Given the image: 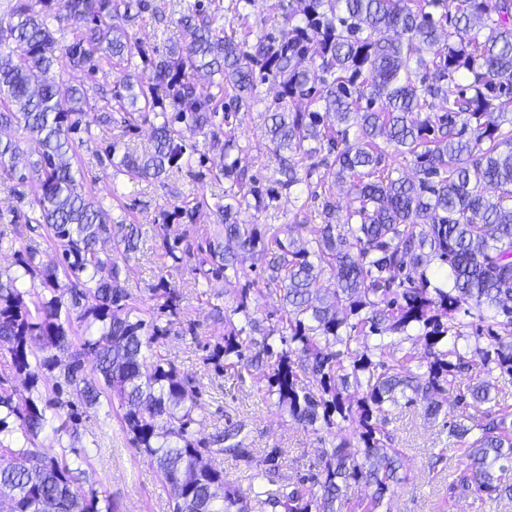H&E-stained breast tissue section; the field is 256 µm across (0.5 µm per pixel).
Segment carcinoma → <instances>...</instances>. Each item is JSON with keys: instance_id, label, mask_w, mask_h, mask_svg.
<instances>
[{"instance_id": "obj_1", "label": "carcinoma", "mask_w": 512, "mask_h": 512, "mask_svg": "<svg viewBox=\"0 0 512 512\" xmlns=\"http://www.w3.org/2000/svg\"><path fill=\"white\" fill-rule=\"evenodd\" d=\"M212 2L188 3L177 19L183 40L163 51L130 32L142 14H163L152 0H14L0 19V131H10L0 136V185L29 207L10 210L9 223L41 230L55 253L45 264L21 245L15 270L0 269V352L23 378L20 388L0 376V512H115L111 496L80 483L90 461L86 423L104 435L114 414L156 468L172 512H343L351 481L375 486L366 505L375 512L402 481L386 406L402 398L436 416L464 373L512 376V0H279L283 27L254 44L226 31ZM67 28L73 41L61 47L56 34ZM104 62L120 77L99 106L84 89L39 79L56 66L94 73ZM267 81L277 87L265 121L279 178L266 185L229 156L243 151L234 118ZM450 82L460 83L454 94ZM116 112L125 135L150 123L153 150L101 136L96 156L109 159L112 178L162 180L195 167L203 176L210 158L186 142L189 129L219 153L208 173L224 181L218 194L159 213L170 262L148 288L156 301L148 311L125 288L140 251L137 226L87 199L73 164L92 127H110ZM27 140L38 156L21 166ZM389 148L413 163L416 178L392 177L383 165ZM323 151L335 154L336 179L350 180L358 202L344 216L330 189L301 176L303 162ZM303 183L324 196L320 223H309L302 205L293 213L304 247L238 218L247 197L266 210ZM209 212L224 238L194 249L170 242L169 225ZM104 241L117 256L101 250ZM241 252L258 254L282 292L275 328L250 312ZM187 264L207 281L224 280L237 299L224 314V342L208 356L216 368L240 376L265 363L266 394L292 421L354 425L321 449L317 474L282 479L280 451L255 460L238 424L208 438L194 430L201 393L158 352L183 313L174 275ZM325 273L336 280L327 297L314 288ZM472 306L479 315L470 333L458 313ZM412 331L423 354L385 358V340L393 347ZM276 334L279 351L269 343ZM338 343L345 350L331 351ZM490 388L480 381L456 393L461 413L448 419V433L464 461L450 489L512 499V412L489 406ZM43 434L61 453L31 465ZM214 454L255 464L251 499L224 485Z\"/></svg>"}]
</instances>
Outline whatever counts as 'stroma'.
<instances>
[{"mask_svg":"<svg viewBox=\"0 0 512 512\" xmlns=\"http://www.w3.org/2000/svg\"><path fill=\"white\" fill-rule=\"evenodd\" d=\"M166 14V22H156L151 13H144L136 28L137 35L156 47L181 40L183 32L176 25L177 12L187 0H155ZM277 88L265 83L259 87L260 102L241 109L237 115L236 133L244 150L238 155L239 167L264 181L276 178L277 163L265 148L263 113ZM96 142L80 146L77 156L88 176L86 194L102 203L114 221L128 220L138 224L144 240L140 252L132 260L137 271L126 284L141 308H149L148 287L154 283L164 263L161 240L156 234L155 220L159 212L181 199L218 191L211 178L196 179L187 171L173 172L165 182L140 181L128 183L113 179L112 168L99 163ZM293 200L281 199L277 207L257 211L242 208L243 220L272 224L285 242L302 246L305 231L293 223ZM238 269L244 272L251 287L257 318L264 327H272L282 313L280 292L269 284L263 265L256 255L245 253ZM182 294L184 314L172 325L167 336L159 341L160 351L174 360L178 370L194 377L202 394L206 417L199 430L202 435L214 433L225 422L240 424L247 443L256 458H263L272 449H280L278 459L284 478L293 480L310 475L321 448L335 440V433L314 431L299 425L278 412L257 382L265 378L267 365L254 368L250 377L239 379L234 371L215 373L206 362L208 346L224 335V322L217 310H230L236 305L223 281H196L191 269H184L177 280ZM444 415H426L423 405L400 404L392 407L385 418V429L393 447L402 454L400 475L404 480L392 495L386 496L379 512H512V502H492L473 495L449 498L448 485L462 459L453 438L448 435L445 414H457L454 399L443 404ZM90 467L86 484L111 495L119 512H171L168 497L157 473L144 462L120 424L98 446L89 448Z\"/></svg>","mask_w":512,"mask_h":512,"instance_id":"35a3bbf8","label":"stroma"}]
</instances>
